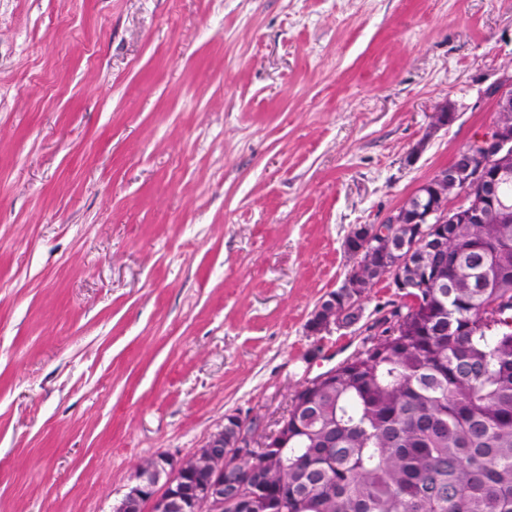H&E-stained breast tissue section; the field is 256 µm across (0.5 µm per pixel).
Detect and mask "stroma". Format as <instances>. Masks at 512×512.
<instances>
[{
  "label": "stroma",
  "mask_w": 512,
  "mask_h": 512,
  "mask_svg": "<svg viewBox=\"0 0 512 512\" xmlns=\"http://www.w3.org/2000/svg\"><path fill=\"white\" fill-rule=\"evenodd\" d=\"M509 74L512 0H0V512H112L228 415L264 441L400 300L308 334L346 236Z\"/></svg>",
  "instance_id": "1"
}]
</instances>
